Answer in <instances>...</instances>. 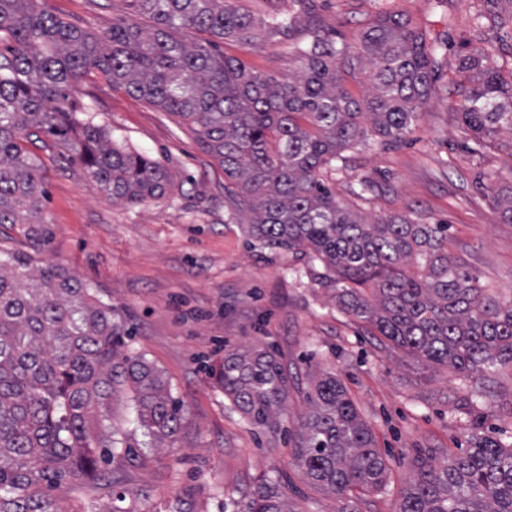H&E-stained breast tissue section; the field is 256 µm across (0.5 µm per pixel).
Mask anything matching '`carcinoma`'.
<instances>
[{
	"mask_svg": "<svg viewBox=\"0 0 512 512\" xmlns=\"http://www.w3.org/2000/svg\"><path fill=\"white\" fill-rule=\"evenodd\" d=\"M141 19L96 34L50 13L44 0H0V226L21 224L47 243L38 214L42 161L28 146L52 137L106 196L128 204L173 187L157 160L112 142L76 118L73 97L96 72L129 96L191 125L224 169V206L244 209L252 245L321 263L319 285L368 324L379 348H408L483 397L490 368L512 366V301L500 300L448 256V225L407 215L373 222L339 206L325 175L366 125L402 142L422 116L439 72V46L411 19L384 12L358 43L320 35L297 49L300 71L272 79L216 54L218 41L281 36L291 22L255 18L229 0H137ZM492 47L460 57L472 77L455 105L476 145L512 134V82L489 63ZM372 90L356 97L347 78ZM512 223V185L494 195ZM133 330L98 290L63 268L0 248V512H62L50 489L107 469L143 465L177 440L183 403L145 356ZM215 384L249 422L274 433L288 374L268 345L224 354ZM129 386L133 427L109 406ZM294 459L311 481L346 499L385 485L374 435L334 374L312 381ZM224 512H284L259 477ZM396 512H512V448L473 436L447 460L417 462Z\"/></svg>",
	"mask_w": 512,
	"mask_h": 512,
	"instance_id": "1",
	"label": "carcinoma"
}]
</instances>
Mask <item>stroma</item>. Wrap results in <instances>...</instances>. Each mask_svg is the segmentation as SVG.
<instances>
[{"label": "stroma", "instance_id": "1", "mask_svg": "<svg viewBox=\"0 0 512 512\" xmlns=\"http://www.w3.org/2000/svg\"><path fill=\"white\" fill-rule=\"evenodd\" d=\"M258 17L292 19L286 35L218 51L282 79L298 68L295 48L313 34L356 44L368 22L398 11L445 49L431 101L405 142H373L345 153L327 180L341 205L369 218L405 214L446 224L448 252L482 286L512 298V223L494 201L512 183V135L499 132L470 149L451 102L468 81L462 55L494 44L491 62L512 80V0H497L504 25L475 26L484 0H236ZM54 15L94 33L137 14L134 0H45ZM79 118L106 126L114 142L158 160L173 188L141 204L107 198L57 143L39 149L46 190L41 218L50 243L0 228V245L64 268L98 288L133 327V349L155 365L185 406L188 426L149 463L113 480H77L53 490L62 512H101L125 494L137 512H223L239 488L264 475L284 484L290 512H340L341 502L314 485L293 458L291 429L308 412L313 375L336 373L372 429L388 470L383 489L355 493L350 512H395L418 458L468 448L472 434L512 445V367L498 368L477 403L443 366L405 349L379 348L363 323L341 311L306 258L251 247L246 217L224 206V171L180 118L131 98L101 76L81 84ZM364 197H356V189ZM272 345L290 383L283 423L288 434L251 426L210 376L233 346Z\"/></svg>", "mask_w": 512, "mask_h": 512}]
</instances>
